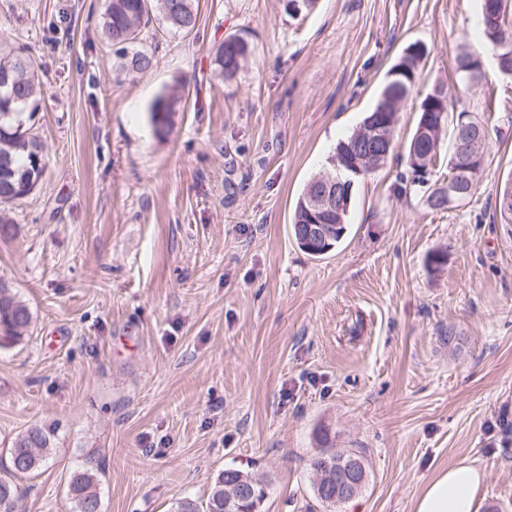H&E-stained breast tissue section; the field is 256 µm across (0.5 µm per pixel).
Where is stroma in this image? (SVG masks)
<instances>
[{
  "label": "stroma",
  "instance_id": "obj_1",
  "mask_svg": "<svg viewBox=\"0 0 512 512\" xmlns=\"http://www.w3.org/2000/svg\"><path fill=\"white\" fill-rule=\"evenodd\" d=\"M102 0H0V42L43 83L33 130L48 159L7 211L0 281L30 331L0 347V466L29 426L53 432L16 512H71L68 476L102 464V512L204 504L216 476L262 479L260 512H350L315 496L310 459L365 457L364 512H411L425 481L478 468L479 512H512V76L480 32V0H196L189 36L146 32L155 63L123 83L97 37ZM252 51L232 79L216 42ZM425 46L395 138L442 88L488 129L460 206L399 194L400 160L359 179L346 238L312 257L291 223L304 185ZM477 51L482 77L456 70ZM189 95L166 138L151 101ZM443 252L444 263L430 258Z\"/></svg>",
  "mask_w": 512,
  "mask_h": 512
}]
</instances>
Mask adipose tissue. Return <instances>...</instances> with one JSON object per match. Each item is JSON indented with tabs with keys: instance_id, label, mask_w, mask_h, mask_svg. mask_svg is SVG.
Returning a JSON list of instances; mask_svg holds the SVG:
<instances>
[{
	"instance_id": "ef3b65f1",
	"label": "adipose tissue",
	"mask_w": 512,
	"mask_h": 512,
	"mask_svg": "<svg viewBox=\"0 0 512 512\" xmlns=\"http://www.w3.org/2000/svg\"><path fill=\"white\" fill-rule=\"evenodd\" d=\"M481 472L460 462L426 481L413 505V512H477Z\"/></svg>"
}]
</instances>
